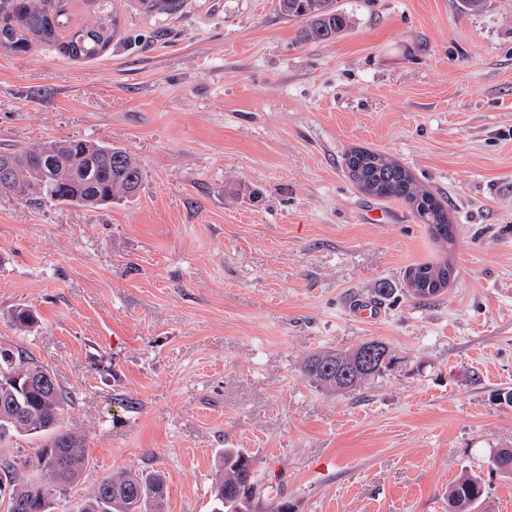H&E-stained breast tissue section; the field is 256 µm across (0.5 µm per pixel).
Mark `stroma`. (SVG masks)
Wrapping results in <instances>:
<instances>
[{
    "label": "stroma",
    "mask_w": 512,
    "mask_h": 512,
    "mask_svg": "<svg viewBox=\"0 0 512 512\" xmlns=\"http://www.w3.org/2000/svg\"><path fill=\"white\" fill-rule=\"evenodd\" d=\"M116 6L100 57L0 52V149L89 139L143 172L94 211L0 194V346L71 392L89 452L49 512L150 470L164 512H211L226 448L257 461L252 512H448L466 471L512 512L487 467L512 448V0H337L350 27L309 43L278 0ZM359 146L447 199L451 247L353 186ZM442 256L452 285L413 299L406 268ZM367 339L391 365L360 389L303 376Z\"/></svg>",
    "instance_id": "obj_1"
}]
</instances>
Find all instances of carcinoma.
Masks as SVG:
<instances>
[{
	"mask_svg": "<svg viewBox=\"0 0 512 512\" xmlns=\"http://www.w3.org/2000/svg\"><path fill=\"white\" fill-rule=\"evenodd\" d=\"M147 13L170 14L178 0H138ZM281 13L302 22L300 40L328 41L345 30L349 16L336 8V0H279ZM118 28L114 0H0V49L28 52L50 45L72 59H94L112 42ZM52 150L45 155L37 145L0 151L7 166V180L0 194L34 196L37 200L71 204L87 209L136 195L143 173L126 150L87 139L42 143ZM343 163L351 180L363 193L396 199L407 205L414 218L427 226L432 238L443 244L455 241V227L448 223V202L420 184L398 162L367 148H353ZM25 331L37 321L32 310L21 307L12 316ZM364 344L345 351L314 352L302 366L303 375L330 392H351L369 378L381 375L391 358L365 370L358 364ZM49 370L24 350L0 347V441L26 436L39 441L33 455L0 461V483L10 485L9 496L0 494L5 512L15 504L39 505L63 493L82 472L88 460L85 439L65 429L61 415L71 394L59 384L40 385ZM255 459L238 448L220 455L219 479L212 512H238L239 493L252 498L257 491ZM490 465L512 476V452L498 450ZM34 472L30 478L18 471ZM167 479L157 471L107 476L93 495L82 500L75 512H163ZM487 497L485 483L475 473L461 475L448 487V505L455 512H474Z\"/></svg>",
	"mask_w": 512,
	"mask_h": 512,
	"instance_id": "obj_1",
	"label": "carcinoma"
}]
</instances>
